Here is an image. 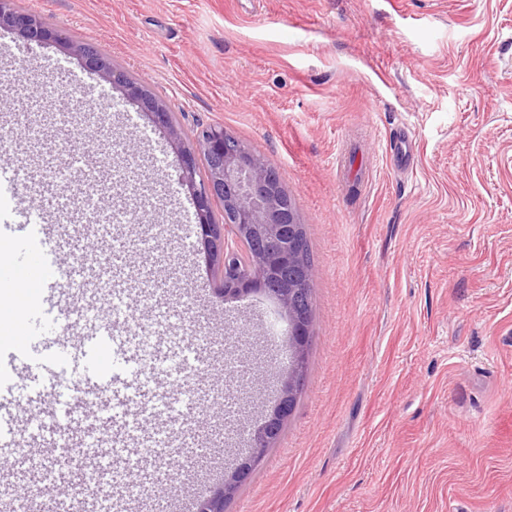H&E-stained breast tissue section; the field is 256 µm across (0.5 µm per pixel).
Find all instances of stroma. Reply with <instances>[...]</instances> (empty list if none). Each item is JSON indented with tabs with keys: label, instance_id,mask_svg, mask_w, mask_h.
<instances>
[{
	"label": "stroma",
	"instance_id": "obj_1",
	"mask_svg": "<svg viewBox=\"0 0 512 512\" xmlns=\"http://www.w3.org/2000/svg\"><path fill=\"white\" fill-rule=\"evenodd\" d=\"M94 45L163 101L186 144L221 126L279 174L313 259L304 393L227 512H512V0H12ZM106 167H81L73 107ZM54 110L47 173L82 168L102 212L147 224L126 273H152L179 339L204 451L152 501L213 488L247 452L285 372L265 299L227 303L193 231L169 133L60 44L0 27V114ZM405 134L414 156L391 168Z\"/></svg>",
	"mask_w": 512,
	"mask_h": 512
}]
</instances>
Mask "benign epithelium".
<instances>
[{
  "label": "benign epithelium",
  "mask_w": 512,
  "mask_h": 512,
  "mask_svg": "<svg viewBox=\"0 0 512 512\" xmlns=\"http://www.w3.org/2000/svg\"><path fill=\"white\" fill-rule=\"evenodd\" d=\"M0 0V27L19 33L30 43L55 41L83 58L94 71L101 73L114 88H120L137 102L161 127L181 140L171 112L165 104L153 99L128 75L106 61L89 44L76 43L47 27L36 15L19 12ZM178 184L187 187L196 201L197 234L206 253L224 255L221 279L224 301H236L250 295L275 294L280 313L285 320L284 335L290 338V355L294 364L281 377L279 395L272 406L260 412V419L271 425L286 421L294 411V396L304 383L303 370L311 339L309 314L299 304L301 289L293 283L273 285L268 270L286 263H297L294 246L287 242L284 225L300 223L293 203H284V192L276 171L257 154L242 146L224 128H209L195 144L178 149ZM210 162L207 180L196 182L198 159ZM224 203V223L214 220L212 204ZM258 239L265 244L262 257L252 266L251 273L242 274L236 265L235 248L242 237ZM264 449H251V457L233 461L224 469V481L200 501L197 512H224V497L250 476L251 459Z\"/></svg>",
  "instance_id": "1"
}]
</instances>
